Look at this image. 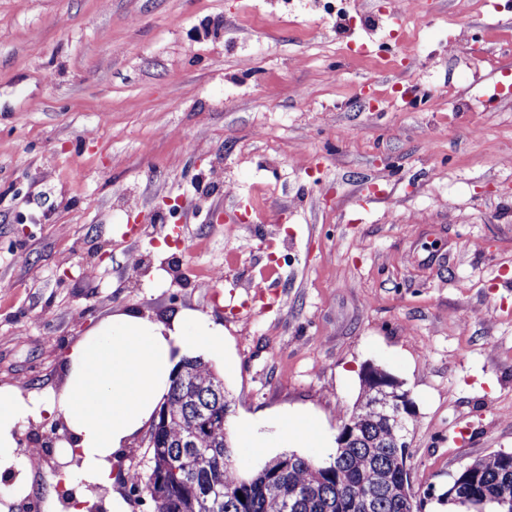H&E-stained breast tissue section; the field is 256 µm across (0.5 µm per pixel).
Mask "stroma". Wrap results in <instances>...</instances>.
Returning a JSON list of instances; mask_svg holds the SVG:
<instances>
[{
    "label": "stroma",
    "instance_id": "stroma-1",
    "mask_svg": "<svg viewBox=\"0 0 512 512\" xmlns=\"http://www.w3.org/2000/svg\"><path fill=\"white\" fill-rule=\"evenodd\" d=\"M405 2L0 0V386L57 388L112 314L198 311L224 326L237 475L286 452L289 412L327 462L371 364L415 404L423 512H451L462 467L512 452V0H420L422 27ZM216 212L250 221L230 239ZM147 460L136 437L86 512H154ZM27 481L0 475L10 512L80 492L46 462ZM318 428L314 421L295 419L285 416L279 421V438L281 441L288 443L289 441L310 443L312 448H319Z\"/></svg>",
    "mask_w": 512,
    "mask_h": 512
}]
</instances>
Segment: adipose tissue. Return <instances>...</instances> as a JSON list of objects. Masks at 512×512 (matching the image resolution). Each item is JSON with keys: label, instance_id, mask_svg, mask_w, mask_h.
<instances>
[{"label": "adipose tissue", "instance_id": "adipose-tissue-1", "mask_svg": "<svg viewBox=\"0 0 512 512\" xmlns=\"http://www.w3.org/2000/svg\"><path fill=\"white\" fill-rule=\"evenodd\" d=\"M199 356L224 357V326L205 314L160 320L130 309L99 322L71 347L58 389L25 396L0 387V473L12 475L15 495L24 494L27 461L18 434L47 414L63 423L59 445L73 451L76 477L87 486L107 484L114 455L153 419L182 359Z\"/></svg>", "mask_w": 512, "mask_h": 512}]
</instances>
